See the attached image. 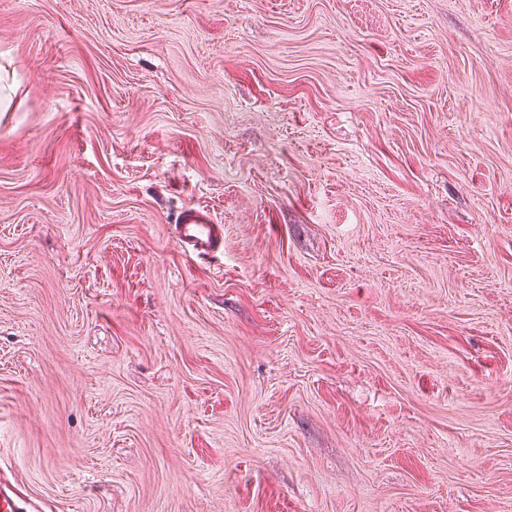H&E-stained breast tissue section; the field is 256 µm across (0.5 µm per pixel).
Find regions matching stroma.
Segmentation results:
<instances>
[{"instance_id":"stroma-1","label":"stroma","mask_w":512,"mask_h":512,"mask_svg":"<svg viewBox=\"0 0 512 512\" xmlns=\"http://www.w3.org/2000/svg\"><path fill=\"white\" fill-rule=\"evenodd\" d=\"M0 482L512 512V0H0ZM179 226L178 240L193 251L218 252L224 241V227L210 224L198 214L186 215Z\"/></svg>"}]
</instances>
